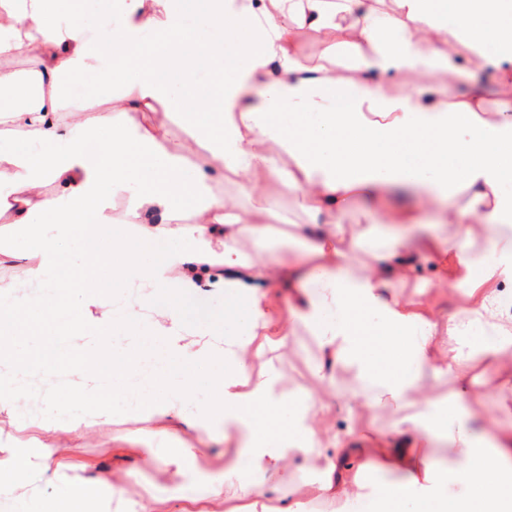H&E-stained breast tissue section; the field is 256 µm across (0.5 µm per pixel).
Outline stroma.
I'll return each mask as SVG.
<instances>
[{"label": "stroma", "instance_id": "1", "mask_svg": "<svg viewBox=\"0 0 512 512\" xmlns=\"http://www.w3.org/2000/svg\"><path fill=\"white\" fill-rule=\"evenodd\" d=\"M261 193L273 211L270 244L284 257L296 259L301 248L294 238L296 225L306 223L294 195L277 181L262 183ZM181 316L188 332L205 325H219L234 332L233 322L224 318V291L209 285L184 295ZM58 339L53 334L21 336L0 347V372L26 373L33 381L24 406L0 408V459L9 456L21 441L36 439L43 443L45 456L36 460L28 480L21 486L0 490V512H33L37 503L54 504L60 487L75 484L91 488L92 512H139V504L149 501L152 512H224V504L210 499L205 487L221 473L234 457L237 445L225 440L223 427L207 436L180 421L168 423L141 415L133 408L145 391H159L161 384L155 361L140 363L141 384L130 381L113 383L111 376H96L94 391L107 392L105 405L79 403L72 399V389L59 381L55 367L25 363V354H41L53 348ZM319 350L306 332L290 339L277 368L283 375L280 389L291 396L317 387L312 366ZM476 381L471 386L468 404L481 420L483 432H493L497 425L511 424L512 413H502L495 394L486 380L491 376L512 379V353L492 356L479 352L472 370ZM108 413V424L89 428L81 435L67 431L66 421L75 417L92 418ZM189 448L183 461H175L176 449ZM315 463L296 460L287 463L282 473L269 476L268 487L291 489L300 493L302 512H377L375 490L400 481L399 473L367 468L363 474V495L344 505H326L311 495L320 480ZM195 485L196 500L178 499L176 488Z\"/></svg>", "mask_w": 512, "mask_h": 512}]
</instances>
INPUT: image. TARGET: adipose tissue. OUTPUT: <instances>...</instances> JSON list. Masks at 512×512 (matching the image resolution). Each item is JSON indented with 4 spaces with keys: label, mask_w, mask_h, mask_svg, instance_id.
<instances>
[{
    "label": "adipose tissue",
    "mask_w": 512,
    "mask_h": 512,
    "mask_svg": "<svg viewBox=\"0 0 512 512\" xmlns=\"http://www.w3.org/2000/svg\"><path fill=\"white\" fill-rule=\"evenodd\" d=\"M404 20H391L365 0H117L119 27L103 24L112 45L104 59L76 18L81 0H0V233L28 247L19 276L0 279V325L32 316L42 328L64 323L74 365H90L91 329L108 328L116 288L138 295L125 323L144 331L142 353L163 351L166 391L151 401L157 419L182 417L211 433L223 424L235 460L208 486L224 512H246L265 494L262 475L288 459L321 461L316 496L360 497L369 467L404 473L379 488L390 512L413 498L437 503L421 440L437 437L457 459L470 498L437 503L438 512H497L512 500V434L494 440L470 426L460 369L471 361L468 338L481 330L492 353L512 346V0H399ZM223 28L220 40L185 34L186 13ZM322 34L320 59L296 52L300 29ZM469 56H461L460 41ZM27 66H16L18 58ZM494 66L499 99L453 94L431 84L438 71L462 77ZM96 80V100L70 105L65 90ZM398 79L406 93H392ZM192 119L185 139L168 146L156 109ZM203 150L208 167L187 172V154ZM234 176L243 210L220 185ZM276 179L309 216V243L295 262L266 246L269 209L259 183ZM420 188L447 238L424 245L435 285L470 301L445 315L399 287L411 268L381 267L409 251L421 219L396 208L390 189ZM124 197L121 222L112 203ZM377 209L350 219L349 203ZM485 227L483 253L471 227ZM187 241L157 253L153 242ZM365 252L373 261L358 265ZM224 284L228 319L241 332L216 345L211 327L186 338L178 315L184 294ZM289 286L275 310L265 287ZM96 303L101 320L87 318ZM315 337L323 363L322 393L292 412L277 391L273 355L296 329ZM456 345L447 348L444 338ZM220 359L208 403L182 415L176 404L196 386L190 362ZM353 372L341 393L326 363ZM448 381L447 413L424 398L425 380ZM354 408L344 430L329 424L331 398ZM388 409L394 429L371 441L357 435V408Z\"/></svg>",
    "instance_id": "1"
}]
</instances>
